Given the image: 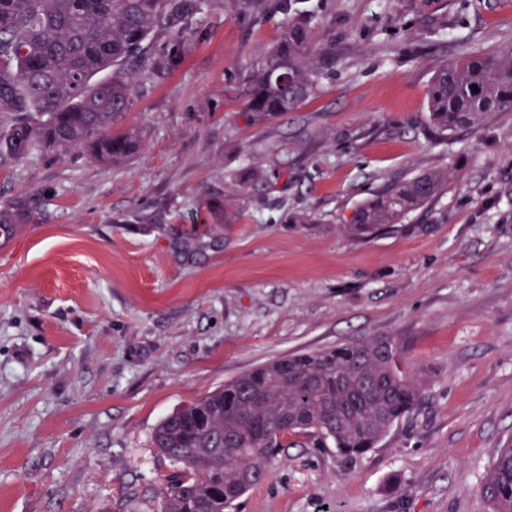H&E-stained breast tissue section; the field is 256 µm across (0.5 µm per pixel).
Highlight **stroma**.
<instances>
[{
	"instance_id": "1",
	"label": "stroma",
	"mask_w": 512,
	"mask_h": 512,
	"mask_svg": "<svg viewBox=\"0 0 512 512\" xmlns=\"http://www.w3.org/2000/svg\"><path fill=\"white\" fill-rule=\"evenodd\" d=\"M276 0H212L175 63L159 36L124 121L142 152L0 165V512H161L179 472L152 434L292 354L393 336L417 408L355 460L290 436L227 512H491L512 439V112L435 138L436 70L512 49V0H307L324 75L249 121ZM263 183L245 179L253 166ZM441 193L369 241L343 232L395 182ZM309 223H295L298 215ZM479 492L491 504L492 512H512V441L500 449Z\"/></svg>"
}]
</instances>
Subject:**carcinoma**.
Listing matches in <instances>:
<instances>
[{"mask_svg":"<svg viewBox=\"0 0 512 512\" xmlns=\"http://www.w3.org/2000/svg\"><path fill=\"white\" fill-rule=\"evenodd\" d=\"M210 2L0 0V162L72 146L105 163L136 156L139 135L116 126L138 92V74L153 64L149 45L161 29L185 40ZM303 2L278 0L280 37L246 90L245 112L255 123L294 111L318 89L313 14ZM427 99L442 134L512 109V50L438 69ZM449 175L431 171L384 188L343 230L368 239L393 229L433 200ZM400 350L394 338H372L285 357L164 417L152 442L181 472L162 489L161 512H224L266 478L290 435L314 434L350 459L366 454L422 395L399 365ZM479 492L492 512H512V442Z\"/></svg>","mask_w":512,"mask_h":512,"instance_id":"1","label":"carcinoma"}]
</instances>
